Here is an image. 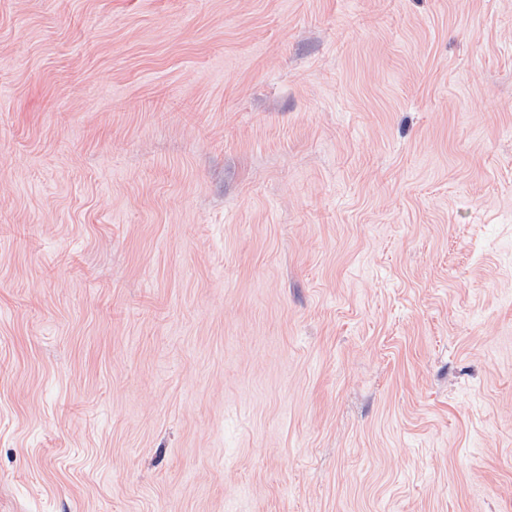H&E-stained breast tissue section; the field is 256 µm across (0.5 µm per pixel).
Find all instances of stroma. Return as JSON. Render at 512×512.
Instances as JSON below:
<instances>
[{"label":"stroma","mask_w":512,"mask_h":512,"mask_svg":"<svg viewBox=\"0 0 512 512\" xmlns=\"http://www.w3.org/2000/svg\"><path fill=\"white\" fill-rule=\"evenodd\" d=\"M0 512H512V0H0Z\"/></svg>","instance_id":"stroma-1"}]
</instances>
